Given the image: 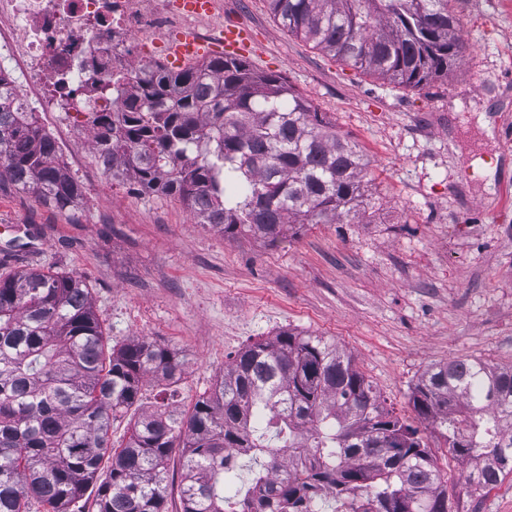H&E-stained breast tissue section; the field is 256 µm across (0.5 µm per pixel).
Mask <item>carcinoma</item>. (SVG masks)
I'll list each match as a JSON object with an SVG mask.
<instances>
[{
	"mask_svg": "<svg viewBox=\"0 0 512 512\" xmlns=\"http://www.w3.org/2000/svg\"><path fill=\"white\" fill-rule=\"evenodd\" d=\"M288 32L348 65L420 87L464 53L448 0H268ZM0 71V182L65 210L81 196L33 112L14 106ZM112 112L87 113L104 170L180 196L197 223L277 243L293 224L361 211L367 163L281 77L219 56L173 72L159 63L102 87ZM163 344L107 347L89 288L73 273L0 276V512H166L168 462L181 449L182 512H448L431 446L321 336L281 331L246 344L212 390L177 414L142 405L150 379L177 383ZM417 418L474 467L476 491L512 474V367L481 359L429 366ZM129 418L125 444L112 422ZM317 463L307 464L305 449ZM251 477L239 481L242 456ZM111 463L100 477L104 457Z\"/></svg>",
	"mask_w": 512,
	"mask_h": 512,
	"instance_id": "cac0c4a2",
	"label": "carcinoma"
}]
</instances>
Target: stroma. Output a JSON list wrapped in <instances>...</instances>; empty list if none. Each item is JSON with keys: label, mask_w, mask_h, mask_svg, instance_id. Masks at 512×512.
Wrapping results in <instances>:
<instances>
[{"label": "stroma", "mask_w": 512, "mask_h": 512, "mask_svg": "<svg viewBox=\"0 0 512 512\" xmlns=\"http://www.w3.org/2000/svg\"><path fill=\"white\" fill-rule=\"evenodd\" d=\"M259 72L282 75L368 163L357 223L296 224L276 244L197 223L178 197L104 173L61 112L43 115L81 186L59 210L0 187V274L85 279L108 345L148 339L183 363L174 407L191 408L246 344L280 330L336 343L407 422L436 363L512 364V0H448L460 64L405 87L315 49L267 0H220ZM449 512H512V475L470 488L471 466L437 449Z\"/></svg>", "instance_id": "1"}]
</instances>
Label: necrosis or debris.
I'll use <instances>...</instances> for the list:
<instances>
[{
    "label": "necrosis or debris",
    "instance_id": "obj_1",
    "mask_svg": "<svg viewBox=\"0 0 512 512\" xmlns=\"http://www.w3.org/2000/svg\"><path fill=\"white\" fill-rule=\"evenodd\" d=\"M182 0H0V62L17 74L18 103L38 112L66 111L72 92L85 107L112 109L99 87L111 74L134 77L150 60L138 37L151 32L168 44V34L186 29L198 42L223 31V22L199 29Z\"/></svg>",
    "mask_w": 512,
    "mask_h": 512
}]
</instances>
